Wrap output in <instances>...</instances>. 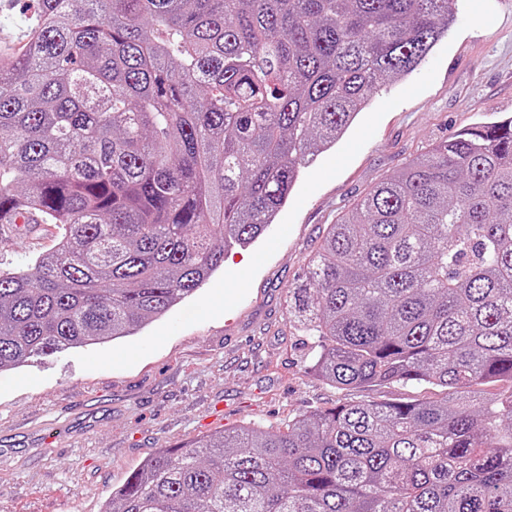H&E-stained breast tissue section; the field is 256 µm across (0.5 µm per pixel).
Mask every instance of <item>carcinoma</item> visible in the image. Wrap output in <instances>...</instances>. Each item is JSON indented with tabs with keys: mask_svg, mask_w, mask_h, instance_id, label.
<instances>
[{
	"mask_svg": "<svg viewBox=\"0 0 512 512\" xmlns=\"http://www.w3.org/2000/svg\"><path fill=\"white\" fill-rule=\"evenodd\" d=\"M457 0H35L0 54V372L142 330L251 246L301 169ZM288 313L338 403L161 448L102 512H512V118L411 158L327 225ZM508 384L490 402L482 385ZM46 229L37 237L21 235L0 242L1 267H16L25 264L31 257L49 250L54 245L56 229L45 224Z\"/></svg>",
	"mask_w": 512,
	"mask_h": 512,
	"instance_id": "1",
	"label": "carcinoma"
}]
</instances>
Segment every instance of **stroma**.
<instances>
[{"instance_id": "1", "label": "stroma", "mask_w": 512, "mask_h": 512, "mask_svg": "<svg viewBox=\"0 0 512 512\" xmlns=\"http://www.w3.org/2000/svg\"><path fill=\"white\" fill-rule=\"evenodd\" d=\"M512 116V0H458L447 35L303 169L262 238L136 335L0 373V512H100L160 448L346 401L438 399L425 385L339 391L307 373L316 340L285 299L328 224L432 143ZM54 227L0 242V265L49 250Z\"/></svg>"}]
</instances>
